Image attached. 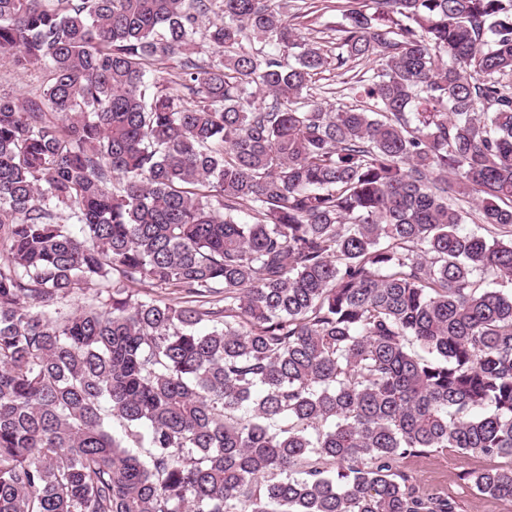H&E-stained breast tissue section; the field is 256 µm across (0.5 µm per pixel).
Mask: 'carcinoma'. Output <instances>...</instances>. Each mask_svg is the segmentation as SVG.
<instances>
[{
    "label": "carcinoma",
    "mask_w": 512,
    "mask_h": 512,
    "mask_svg": "<svg viewBox=\"0 0 512 512\" xmlns=\"http://www.w3.org/2000/svg\"><path fill=\"white\" fill-rule=\"evenodd\" d=\"M337 32L0 0L49 72L0 94V512H456L402 460L512 458V0H344ZM361 60L362 104L313 100ZM463 479L512 499V465Z\"/></svg>",
    "instance_id": "carcinoma-1"
}]
</instances>
